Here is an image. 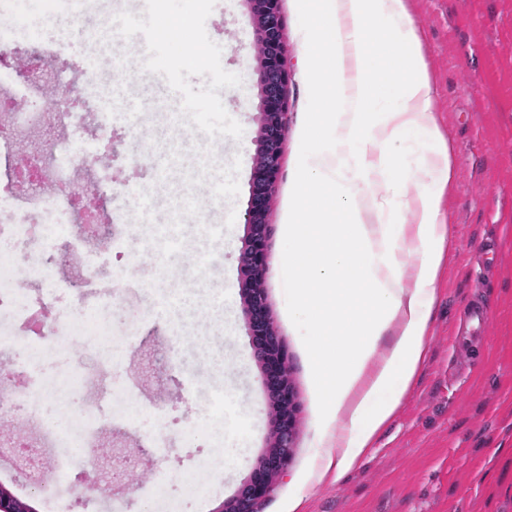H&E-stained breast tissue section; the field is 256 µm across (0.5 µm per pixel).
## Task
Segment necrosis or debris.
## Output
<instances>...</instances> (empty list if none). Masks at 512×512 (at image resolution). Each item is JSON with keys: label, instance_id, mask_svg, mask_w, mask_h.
Returning a JSON list of instances; mask_svg holds the SVG:
<instances>
[{"label": "necrosis or debris", "instance_id": "4bbe7bcc", "mask_svg": "<svg viewBox=\"0 0 512 512\" xmlns=\"http://www.w3.org/2000/svg\"><path fill=\"white\" fill-rule=\"evenodd\" d=\"M78 79L85 100L91 103L96 114L99 129L111 131V108L104 97L97 67L82 65ZM74 120V112L64 105L14 110L6 119L12 134L1 139L0 145L10 146L13 137L24 131H35L48 123L63 128ZM95 164V153L75 156L61 138L47 145L42 158L44 177L54 185L70 183L76 167L91 168ZM75 221V211L68 196L36 190L18 197L11 193L9 182L0 180V334L26 339L21 353L6 355L9 370L17 378L33 376L40 371L30 358L31 353L40 351L39 340L44 334L43 320L37 309L40 291L52 288L55 283L54 252L59 231ZM22 276L29 283L38 285V292L22 290L18 284ZM85 308V318L78 323L66 324L52 347L57 359L69 364L65 372L66 391L49 393V385L44 382L19 392L11 384L1 381L0 417L19 421L29 428L26 456L34 467L45 468L46 451L50 448H95L99 451L93 460L96 468L122 474L126 471V454L105 448L96 428L97 422L111 412L112 404L87 399L89 390L106 378L112 365L111 295L86 302ZM88 350L100 355L99 365L92 373L70 363L73 356Z\"/></svg>", "mask_w": 512, "mask_h": 512}]
</instances>
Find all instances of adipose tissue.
<instances>
[{"mask_svg": "<svg viewBox=\"0 0 512 512\" xmlns=\"http://www.w3.org/2000/svg\"><path fill=\"white\" fill-rule=\"evenodd\" d=\"M297 205L275 271L316 323L311 363L324 396L318 478L341 480L395 419L428 351L437 283L453 248L442 202L456 171L407 0H305ZM387 92L378 103L377 88ZM432 144L407 190V133Z\"/></svg>", "mask_w": 512, "mask_h": 512, "instance_id": "adipose-tissue-1", "label": "adipose tissue"}]
</instances>
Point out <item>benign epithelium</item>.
<instances>
[{"label":"benign epithelium","instance_id":"benign-epithelium-1","mask_svg":"<svg viewBox=\"0 0 512 512\" xmlns=\"http://www.w3.org/2000/svg\"><path fill=\"white\" fill-rule=\"evenodd\" d=\"M255 24V43L263 48L260 66L261 123L259 153L245 212L248 229L241 256L239 288L254 353L261 364L262 384L273 402V442L250 477L224 504V512H258V506L283 476L293 455L298 405L288 376V354L269 316L266 296L258 287L269 269L267 238L273 188L280 173V155L288 132L287 50L283 37L281 0H244Z\"/></svg>","mask_w":512,"mask_h":512}]
</instances>
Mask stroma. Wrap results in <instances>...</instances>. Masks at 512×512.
<instances>
[{
    "instance_id": "35a3bbf8",
    "label": "stroma",
    "mask_w": 512,
    "mask_h": 512,
    "mask_svg": "<svg viewBox=\"0 0 512 512\" xmlns=\"http://www.w3.org/2000/svg\"><path fill=\"white\" fill-rule=\"evenodd\" d=\"M287 49L290 122L282 145L280 174L268 222L270 261L288 249L283 226L297 179L301 128L311 109L302 68L309 54L302 0H281ZM423 32V52L437 86L434 108L449 137L458 178L444 210L455 227L456 246L439 278L429 322V359L377 448L342 480L317 481L313 468L324 416V400L309 362L313 317L279 279L267 275L266 302L274 328L288 351V372L300 416L287 473L278 480L261 512H512V0H408ZM222 47L225 70L242 76L239 88L220 89L228 113L243 129L241 140H209L199 130L174 136L168 127L173 107L164 76L144 72L136 84L113 80L114 54L129 43L117 35L68 50L35 38L13 55L16 70L28 56L46 54L54 66L76 69L95 56L112 90V130H99L83 111L68 131L77 153L94 148L102 175L75 170L73 184L86 188L95 205L123 217L110 252L97 256L95 287L124 277L120 303L112 307V345L120 359L112 384L124 387L142 408L129 420L120 399L112 401L111 423L132 453L130 479L107 481L69 462L62 449L52 459L60 470L40 485L20 476L14 459L0 462V476L33 501L55 500L71 512H220L252 473L270 444L269 401L253 354L240 294L239 257L245 247L244 215L257 153L261 106L253 18L243 0H217L205 24ZM212 146L217 165L240 158L239 194L214 201L211 181L200 178L197 148ZM152 148L150 168L134 164ZM193 198L206 204L212 232L185 213L175 244L156 239L173 208ZM149 223H141V213ZM152 245L165 278L144 267ZM55 288L48 292V326L78 319L74 298L86 253L79 226L61 238ZM188 291L178 314L205 349L189 345L168 354L174 341L168 294ZM482 300L490 311L485 339L465 349L454 337L466 305ZM158 374L141 384L134 374L143 354ZM208 426L209 437L195 448L166 451L163 439L186 420ZM198 483H189V475ZM81 486L88 506L77 504Z\"/></svg>"
}]
</instances>
